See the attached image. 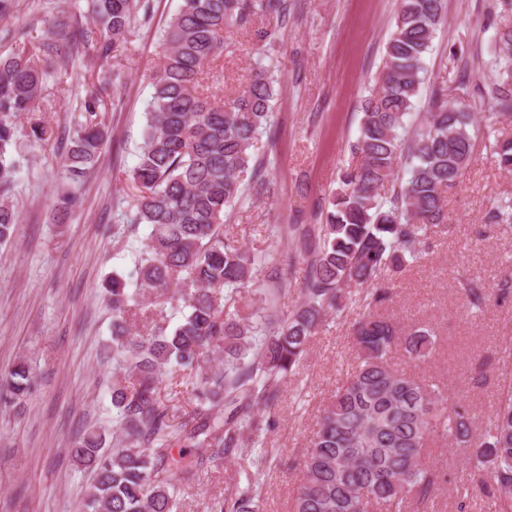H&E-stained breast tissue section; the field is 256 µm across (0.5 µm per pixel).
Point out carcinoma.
<instances>
[{
  "label": "carcinoma",
  "instance_id": "1",
  "mask_svg": "<svg viewBox=\"0 0 512 512\" xmlns=\"http://www.w3.org/2000/svg\"><path fill=\"white\" fill-rule=\"evenodd\" d=\"M149 10V0H93L97 31L75 14L73 40L108 60L129 42L137 16L145 20ZM287 10V0H182L164 30L131 174L138 194L117 223L133 232L141 225L148 229L137 270L140 286L160 297L173 294L179 318L170 331L155 326L146 335L132 334L139 293L112 275L110 348L126 378L112 383V447L92 428L71 448L74 461L92 476L83 512H174L175 485L156 483L152 475L166 467L185 480L196 473L194 467L236 454L245 439L258 442L271 426L261 410L278 400L326 316L345 307L346 289L404 270L418 259L422 237L449 228L444 193L458 186L471 164L477 128L466 107L448 103L445 89L436 88L425 124L408 134L446 0H400L380 87L363 103L354 144L360 160L341 172L318 237L300 224L288 226L307 256L301 300L286 314L275 307L280 290L288 287L287 256L285 266L272 268L259 286L268 304L265 314L240 318L226 310L262 261L226 237L224 218L244 198L245 179L264 189L265 160L253 148L270 126L276 80L262 57L226 102L205 92L202 74L223 53L225 29H245L258 16L283 19ZM43 24L41 31L36 24L15 31L22 49L0 55V245L12 241L19 222L18 203L9 198L19 172L14 118L36 110L46 77L55 72L60 32ZM488 65L489 81L471 86L464 73L459 87L485 112L488 127L497 132L491 143L496 162L511 172L512 132L500 126L512 119V26L495 30ZM102 102L99 87L87 86L84 121L61 157L60 221L78 206V189L100 158ZM401 161L405 178L393 199L384 201L380 188L395 177ZM484 223L512 233V197L491 206ZM463 295L472 309L486 305L487 292L478 281L467 282ZM352 336L358 364L319 416L290 512H428L447 483L446 474L428 461L434 436L464 451L470 477L497 512H512V387L480 427L446 388L393 362L398 351L410 364L429 357L436 343L432 327L405 328L370 311L354 322ZM216 354L221 368L201 371L200 363ZM185 370L195 406L176 427L158 386L165 374ZM29 390V369L22 362L9 373L5 400L19 401ZM264 476L258 469L247 474L246 484L226 486L212 512H256Z\"/></svg>",
  "mask_w": 512,
  "mask_h": 512
}]
</instances>
